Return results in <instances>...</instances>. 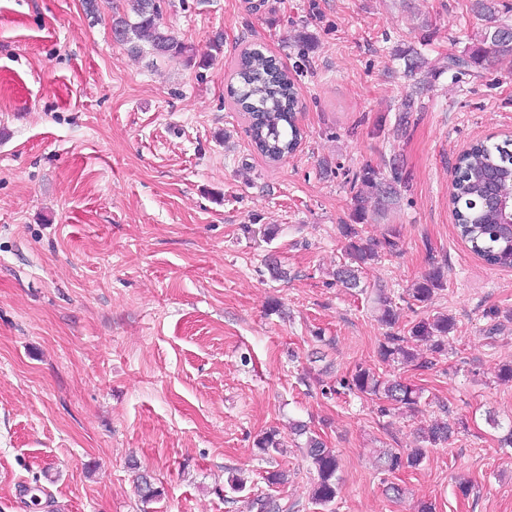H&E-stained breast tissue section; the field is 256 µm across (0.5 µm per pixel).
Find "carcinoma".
<instances>
[{
  "label": "carcinoma",
  "instance_id": "cac0c4a2",
  "mask_svg": "<svg viewBox=\"0 0 512 512\" xmlns=\"http://www.w3.org/2000/svg\"><path fill=\"white\" fill-rule=\"evenodd\" d=\"M129 6L128 12L113 21L112 30L116 41L127 46L132 56L149 55L168 60L187 57L188 47L162 22L160 0H129ZM476 8L487 21L480 35V46L467 57H449L450 69L462 71L512 56V38L500 36L504 25L498 22L495 6L486 0H476ZM227 94L237 111L248 120L254 148L268 162L278 163L297 151L302 140L295 118L299 110L298 92L292 75L278 65L275 58L258 48L242 50ZM392 179L393 182H387L380 171L371 167L353 176L350 190L359 219H366L370 213L383 214L389 209L395 194L393 183L401 182L396 171ZM489 196L512 200L511 139L501 143L478 142L458 158L452 205L457 235L468 244L471 252L491 266L512 268V238L501 228L506 218L501 210L484 205ZM341 232L350 263L336 270V279L356 288L359 286L357 269L392 253L396 241L389 233L380 238L368 237L358 224H343ZM447 276L445 267L431 265L414 283L410 298L419 304L431 302L437 291L445 287ZM369 299L383 325L391 328L397 324L399 307L384 289H371ZM453 329V318L445 314L422 318L411 325L406 336L394 333L385 336L379 347L380 361L384 364L414 363L419 368H429L434 358L445 354L446 339ZM415 342L426 346L429 356L418 358ZM348 387L361 396L383 398L402 408L417 406L421 398V390L415 385L390 380L375 369L360 365L348 380ZM292 430L299 436H306L301 451L314 473L311 499L326 508L336 501L339 493V460L306 425L295 423ZM454 434L451 423L436 420L421 435V445L402 452L385 450L379 460L391 473L415 469L426 459L430 449L448 443ZM257 445L265 454L279 451L278 431L265 432ZM252 506L257 512H295L297 508V504H288L272 495L254 499Z\"/></svg>",
  "mask_w": 512,
  "mask_h": 512
}]
</instances>
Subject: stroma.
I'll return each mask as SVG.
<instances>
[{
    "instance_id": "35a3bbf8",
    "label": "stroma",
    "mask_w": 512,
    "mask_h": 512,
    "mask_svg": "<svg viewBox=\"0 0 512 512\" xmlns=\"http://www.w3.org/2000/svg\"><path fill=\"white\" fill-rule=\"evenodd\" d=\"M475 3L162 0L194 57L151 62L112 38L125 0H97L94 16L84 0H0V512H254L267 494L299 512H512V382L497 378L512 361V268L474 255L448 206L458 153L512 134V57L448 69L479 43ZM253 45L302 104L304 139L276 164L227 96ZM366 166L403 177L365 226L397 247L347 288L340 227ZM264 224L273 240L248 235ZM435 262L446 287L410 303ZM378 285L400 329L453 317L434 366L381 364L387 329L364 293ZM358 364L421 387L418 407L340 390ZM441 417L457 427L448 444L418 469L380 470V451ZM294 420L340 459L331 508L310 499ZM271 429L284 448L265 455ZM276 469L288 482L268 487ZM139 474L160 497L142 501Z\"/></svg>"
}]
</instances>
